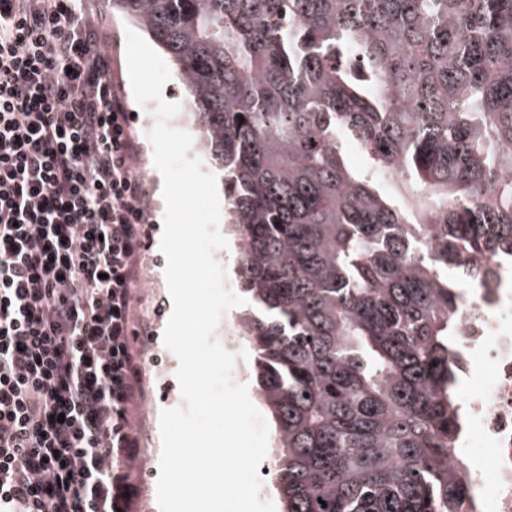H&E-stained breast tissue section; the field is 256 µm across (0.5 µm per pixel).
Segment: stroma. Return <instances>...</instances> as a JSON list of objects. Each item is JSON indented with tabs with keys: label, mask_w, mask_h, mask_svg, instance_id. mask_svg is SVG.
<instances>
[{
	"label": "stroma",
	"mask_w": 512,
	"mask_h": 512,
	"mask_svg": "<svg viewBox=\"0 0 512 512\" xmlns=\"http://www.w3.org/2000/svg\"><path fill=\"white\" fill-rule=\"evenodd\" d=\"M105 35L112 55V78L122 88L127 108L132 117L134 136L140 156H152L153 147L147 138L145 124L150 110L141 108L134 100L126 61L127 20L114 15L110 0H88ZM157 178L145 181L146 203L151 217L149 236L144 242L145 269L142 284L137 290L145 309V324L151 334L146 346V362L152 375L143 377V395L137 411V432L146 456L136 468V496L131 512H160L157 502V483L160 459L152 451L161 447L160 413L162 409L182 404L176 371L177 357L163 344L162 336L172 309L164 269L166 258L159 244L163 230L165 206L157 194Z\"/></svg>",
	"instance_id": "obj_1"
}]
</instances>
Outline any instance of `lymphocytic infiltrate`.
Here are the masks:
<instances>
[{"label": "lymphocytic infiltrate", "instance_id": "1", "mask_svg": "<svg viewBox=\"0 0 512 512\" xmlns=\"http://www.w3.org/2000/svg\"><path fill=\"white\" fill-rule=\"evenodd\" d=\"M84 0H0V512H129L150 214Z\"/></svg>", "mask_w": 512, "mask_h": 512}]
</instances>
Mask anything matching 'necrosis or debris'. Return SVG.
<instances>
[{
	"label": "necrosis or debris",
	"mask_w": 512,
	"mask_h": 512,
	"mask_svg": "<svg viewBox=\"0 0 512 512\" xmlns=\"http://www.w3.org/2000/svg\"><path fill=\"white\" fill-rule=\"evenodd\" d=\"M478 264L494 276L458 285L455 444L468 460L464 512H512V270L486 255Z\"/></svg>",
	"instance_id": "necrosis-or-debris-1"
}]
</instances>
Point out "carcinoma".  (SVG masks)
Returning <instances> with one entry per match:
<instances>
[{
  "instance_id": "1",
  "label": "carcinoma",
  "mask_w": 512,
  "mask_h": 512,
  "mask_svg": "<svg viewBox=\"0 0 512 512\" xmlns=\"http://www.w3.org/2000/svg\"><path fill=\"white\" fill-rule=\"evenodd\" d=\"M111 2L220 173L285 512H461L448 270L512 258V0Z\"/></svg>"
}]
</instances>
